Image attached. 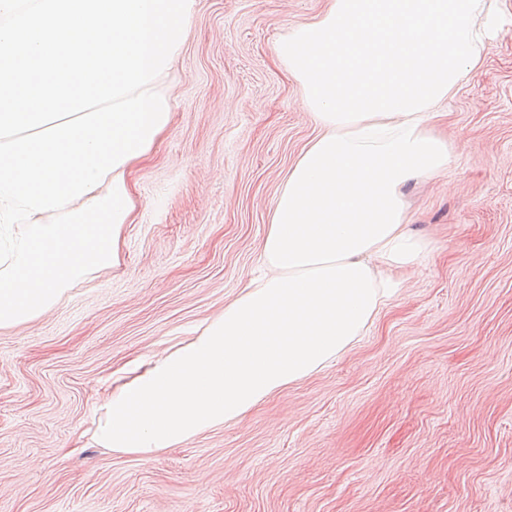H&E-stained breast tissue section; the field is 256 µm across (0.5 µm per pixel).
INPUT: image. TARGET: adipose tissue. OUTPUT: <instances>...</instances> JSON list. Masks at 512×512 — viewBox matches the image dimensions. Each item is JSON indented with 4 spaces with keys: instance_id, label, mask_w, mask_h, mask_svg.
<instances>
[{
    "instance_id": "ef3b65f1",
    "label": "adipose tissue",
    "mask_w": 512,
    "mask_h": 512,
    "mask_svg": "<svg viewBox=\"0 0 512 512\" xmlns=\"http://www.w3.org/2000/svg\"><path fill=\"white\" fill-rule=\"evenodd\" d=\"M196 0H0V328L119 263L135 167L172 121ZM490 0H329L278 41L317 128L277 192L261 276L161 360L131 362L91 435L143 460L349 351L430 242L407 186L447 172L440 107L492 39Z\"/></svg>"
}]
</instances>
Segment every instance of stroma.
<instances>
[{
    "instance_id": "obj_1",
    "label": "stroma",
    "mask_w": 512,
    "mask_h": 512,
    "mask_svg": "<svg viewBox=\"0 0 512 512\" xmlns=\"http://www.w3.org/2000/svg\"><path fill=\"white\" fill-rule=\"evenodd\" d=\"M325 0H197L173 119L132 178L120 264L0 329V512H512V0L443 110L448 172L407 204L434 249L335 363L143 461L85 431L256 271L314 126L276 57Z\"/></svg>"
}]
</instances>
